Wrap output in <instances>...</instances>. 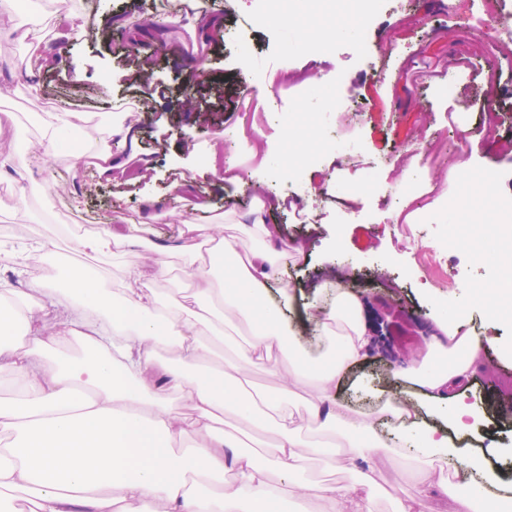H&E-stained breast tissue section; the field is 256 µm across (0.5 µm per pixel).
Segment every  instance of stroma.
I'll use <instances>...</instances> for the list:
<instances>
[{
	"mask_svg": "<svg viewBox=\"0 0 512 512\" xmlns=\"http://www.w3.org/2000/svg\"><path fill=\"white\" fill-rule=\"evenodd\" d=\"M153 2L104 0L101 7H88L79 13L82 34L70 41L58 37L55 19L45 18L39 0H19V14L44 35L35 57L11 24L0 23V86L7 88L0 113L14 115L10 130L0 136V160L39 140L47 114L140 103L139 153L150 167L147 179L121 186L89 159L69 153L26 170H1L0 186L8 193L0 197V253H15L17 262L0 268V289L23 288L36 262L42 278L57 277L74 245L67 230L93 234L120 218L143 243L95 259L106 288L123 299L128 269L146 260L150 243H163L172 248L170 267L154 286L161 305L171 306L189 285L178 250L181 224L198 225L196 254H203L207 238L218 232L233 237L244 252L257 243L254 209L270 203L264 218L276 230L274 246L288 266L283 281L295 306L310 300L327 279L344 282L363 303L372 353L336 390V403L378 415L383 394L416 399V389L400 371L422 361L438 331L436 316L447 314L484 342L483 367L465 401L480 410L473 425L494 437L501 469L512 470V427L496 422L497 413L512 411V317L493 319L484 309V289L495 266L475 262L473 255L486 249L489 238L465 245L456 231L474 219H490L494 204L512 201V43L481 37L465 0H387L358 41L346 32L351 15L340 0H309L293 9L289 22L272 25L254 22L251 0H198L203 12L223 18L225 37L211 38L206 56L194 58L184 49L189 33L184 25L151 31L157 58L145 101L128 79L138 57L122 52L121 31L152 12ZM322 24L340 31L325 49L299 41V30ZM284 53L289 59L282 65L278 59ZM254 61L267 66L260 87L251 81ZM492 67L500 81L491 91L483 75ZM453 71L471 74V83L449 89L446 75ZM337 75L340 96L357 108L339 129L359 138L366 151L340 166L316 149V162L297 165L303 180L291 188L289 206L273 208L280 169L297 151L276 110L319 111L323 97L311 92L309 81L326 87ZM489 95L504 108L503 125L472 133L466 149L457 151L453 128L460 102L475 113ZM212 154L235 165L240 182L213 174L207 163ZM407 181L415 182V195L399 199L397 187ZM88 183L94 192H85ZM309 183L328 189L325 200H309L304 191ZM19 194L25 204L12 208ZM340 212L349 213L346 223H337ZM297 246L303 254L294 260L290 254ZM247 390L285 393L299 406L311 393L304 384L286 385L268 364L249 372ZM364 465L344 446L332 459L308 456L297 477L348 484ZM379 482L377 512H393L395 497L404 494L424 497L432 512H454L448 496L418 484L399 455L382 465Z\"/></svg>",
	"mask_w": 512,
	"mask_h": 512,
	"instance_id": "stroma-1",
	"label": "stroma"
}]
</instances>
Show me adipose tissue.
Returning <instances> with one entry per match:
<instances>
[{"mask_svg": "<svg viewBox=\"0 0 512 512\" xmlns=\"http://www.w3.org/2000/svg\"><path fill=\"white\" fill-rule=\"evenodd\" d=\"M87 121L84 112L48 119L40 149L25 147L11 165L46 161L60 138ZM255 225L260 242L246 253L224 236L210 237L207 261L188 269L192 293L172 307L160 306L152 286L167 268L165 245L154 247L150 264L128 272L132 287L120 302L89 268L69 270L61 283L31 278L25 289L0 290V371L9 372L21 392L0 401V512H17L18 493L28 494L30 512H270L274 496L266 470L289 483L305 454L327 450L326 443L305 438L309 420L341 433L371 465L354 485L301 484L295 512H309L315 500L328 512H374L378 465L390 447L377 418L332 406L330 397L367 359L360 302L329 279L323 283L333 291L329 306L313 301L291 316L278 253L269 245L274 231L261 218ZM138 243L129 228L116 224L78 246L99 257ZM218 275L224 287H214ZM64 292L69 303L61 307L57 298ZM218 303L249 323V338L231 359L199 340ZM50 315L56 318L51 330ZM436 323L441 334L430 340L427 359L406 373L421 404L397 401L385 414L412 444L405 462L415 477L440 484L444 467L469 472L463 491L449 490V498L460 512H491L507 486L491 463L497 446L457 442L471 414L462 387L475 372L483 342L459 333L447 316ZM335 327L340 335L328 361H307L293 346L300 333L326 338ZM73 339L84 344L85 355L49 363V352ZM165 347L176 350L177 364L160 363ZM276 351L288 362L286 380L313 390L305 410L281 395L255 398L243 390L244 375ZM174 393L185 410L171 406ZM228 408L253 434H273L265 465L222 429ZM178 441L187 442L184 452H175Z\"/></svg>", "mask_w": 512, "mask_h": 512, "instance_id": "adipose-tissue-1", "label": "adipose tissue"}]
</instances>
